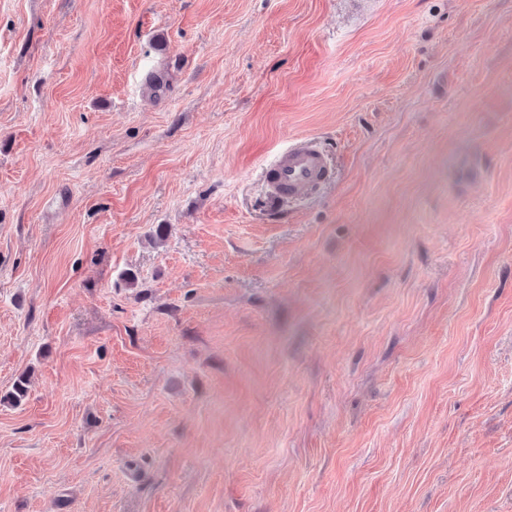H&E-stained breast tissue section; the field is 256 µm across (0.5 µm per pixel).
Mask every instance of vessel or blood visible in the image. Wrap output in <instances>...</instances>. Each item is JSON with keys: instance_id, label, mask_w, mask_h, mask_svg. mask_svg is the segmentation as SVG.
I'll return each instance as SVG.
<instances>
[{"instance_id": "1", "label": "vessel or blood", "mask_w": 512, "mask_h": 512, "mask_svg": "<svg viewBox=\"0 0 512 512\" xmlns=\"http://www.w3.org/2000/svg\"><path fill=\"white\" fill-rule=\"evenodd\" d=\"M333 170L320 142L313 137L295 141L281 150L265 169L271 207L311 197L328 182Z\"/></svg>"}]
</instances>
